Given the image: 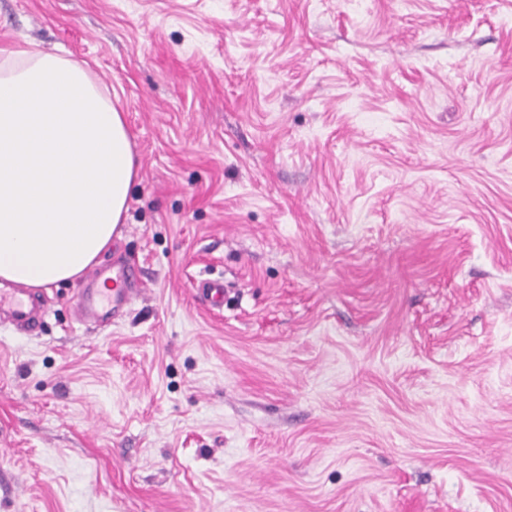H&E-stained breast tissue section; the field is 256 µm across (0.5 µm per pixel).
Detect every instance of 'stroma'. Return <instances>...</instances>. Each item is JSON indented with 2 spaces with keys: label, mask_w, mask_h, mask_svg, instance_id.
<instances>
[{
  "label": "stroma",
  "mask_w": 512,
  "mask_h": 512,
  "mask_svg": "<svg viewBox=\"0 0 512 512\" xmlns=\"http://www.w3.org/2000/svg\"><path fill=\"white\" fill-rule=\"evenodd\" d=\"M33 44L124 114L147 291L0 322V512H512V0H0Z\"/></svg>",
  "instance_id": "1"
}]
</instances>
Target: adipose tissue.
Returning <instances> with one entry per match:
<instances>
[{
    "mask_svg": "<svg viewBox=\"0 0 512 512\" xmlns=\"http://www.w3.org/2000/svg\"><path fill=\"white\" fill-rule=\"evenodd\" d=\"M137 180L124 116L65 52L0 49V280L79 279L112 243Z\"/></svg>",
    "mask_w": 512,
    "mask_h": 512,
    "instance_id": "adipose-tissue-1",
    "label": "adipose tissue"
}]
</instances>
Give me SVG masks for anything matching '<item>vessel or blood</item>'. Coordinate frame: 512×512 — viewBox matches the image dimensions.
<instances>
[{"label":"vessel or blood","mask_w":512,"mask_h":512,"mask_svg":"<svg viewBox=\"0 0 512 512\" xmlns=\"http://www.w3.org/2000/svg\"><path fill=\"white\" fill-rule=\"evenodd\" d=\"M140 291L141 283L128 261L114 262L105 270L95 269L81 288L77 318L94 325L109 322L119 316ZM4 314L26 330L37 327L30 298L21 289H0V316Z\"/></svg>","instance_id":"obj_1"}]
</instances>
